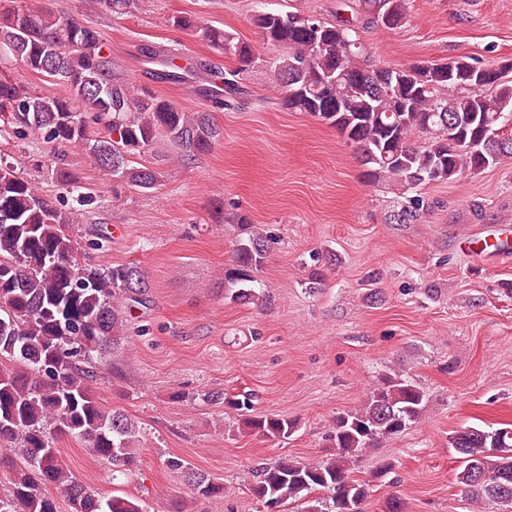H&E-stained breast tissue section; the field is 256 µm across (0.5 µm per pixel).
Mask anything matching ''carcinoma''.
Instances as JSON below:
<instances>
[{"mask_svg":"<svg viewBox=\"0 0 512 512\" xmlns=\"http://www.w3.org/2000/svg\"><path fill=\"white\" fill-rule=\"evenodd\" d=\"M405 0H358L353 14L336 22L293 12L260 10L255 24L264 41L282 53L265 60L283 106L336 129L355 145L369 182L392 181L405 189L458 181L512 159V60L486 79L489 66L461 57L448 62L369 65L360 20L397 28ZM168 22L189 30L215 53L235 62L227 71L200 62L180 74L179 49L150 50L143 63L160 80H192L195 90L219 109L244 93L243 81L260 62L256 48L237 34L184 16ZM12 57L25 70L61 83L66 94L35 93L0 71V120L12 133H29L65 154L85 149L98 170L114 182L144 192L156 187V172L143 158L162 137L187 162L211 150L221 129L207 112H186L147 86L117 74L96 28L69 16L22 5L0 7V59ZM105 121L108 134L89 136L84 113ZM51 175L81 206L93 196L73 170ZM424 210L420 195L408 198L397 220L408 223ZM215 215L237 226L224 294L242 304L256 291L270 238L241 211L215 204ZM78 209L53 205L37 186L0 159V467L13 473L0 512H57L55 497L71 512H144L130 496H101L78 481L64 463L53 435L86 443L90 453L124 474L136 462L140 429L119 410L103 407L93 382L96 364L117 356L128 337V317L150 306V285L132 263L87 267L78 259L72 228ZM186 402L222 399L238 416V428L268 439H286L293 419L253 415L250 405L224 392H179ZM428 396L402 374L382 375L358 409L334 418L327 437L335 452L316 462L279 458L256 471L250 493L263 512H362L372 484L353 478L352 467L417 423ZM461 466L456 483L476 502L512 512V428L466 427L449 438ZM184 474L197 499L224 491L180 458L167 460Z\"/></svg>","mask_w":512,"mask_h":512,"instance_id":"1","label":"carcinoma"}]
</instances>
